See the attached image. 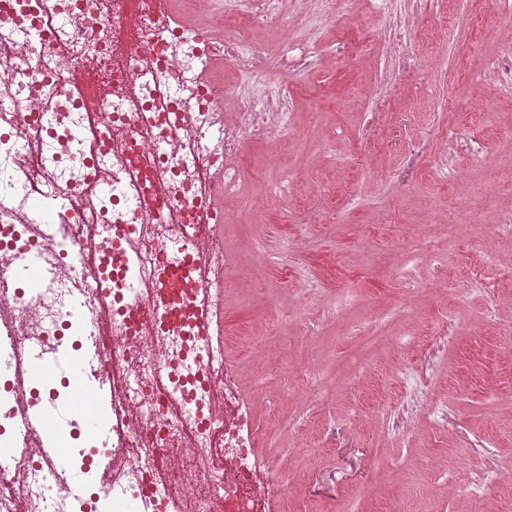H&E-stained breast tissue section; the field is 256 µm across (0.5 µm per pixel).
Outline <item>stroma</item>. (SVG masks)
<instances>
[{
  "mask_svg": "<svg viewBox=\"0 0 512 512\" xmlns=\"http://www.w3.org/2000/svg\"><path fill=\"white\" fill-rule=\"evenodd\" d=\"M252 38L294 70L224 81L261 112L289 101L299 133L243 138L257 205L223 202L224 323L280 512H512V0H280Z\"/></svg>",
  "mask_w": 512,
  "mask_h": 512,
  "instance_id": "1",
  "label": "stroma"
}]
</instances>
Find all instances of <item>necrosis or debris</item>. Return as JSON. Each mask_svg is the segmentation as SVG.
I'll return each mask as SVG.
<instances>
[{"label": "necrosis or debris", "mask_w": 512, "mask_h": 512, "mask_svg": "<svg viewBox=\"0 0 512 512\" xmlns=\"http://www.w3.org/2000/svg\"><path fill=\"white\" fill-rule=\"evenodd\" d=\"M199 0H0V512H55L68 482L42 446L49 428L8 432L28 408L25 363L61 346L88 355L112 444L92 458L89 495L75 512L125 497L128 512H272L285 488L268 465L254 403L240 393L228 354L220 195L242 189L234 159L244 131L271 142L290 112L239 103L211 72L281 70L234 37L231 0H207L205 28L172 22ZM51 185L52 228L13 207ZM31 257L37 285L14 286ZM78 309L80 324L70 320Z\"/></svg>", "instance_id": "1"}]
</instances>
